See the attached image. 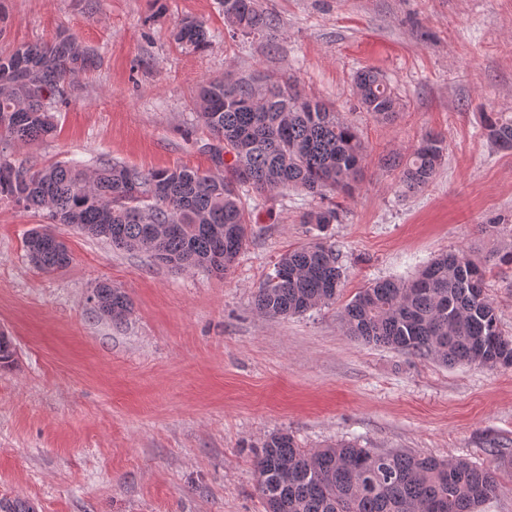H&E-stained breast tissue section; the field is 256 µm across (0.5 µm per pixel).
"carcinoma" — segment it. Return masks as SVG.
<instances>
[{"label": "carcinoma", "instance_id": "carcinoma-1", "mask_svg": "<svg viewBox=\"0 0 512 512\" xmlns=\"http://www.w3.org/2000/svg\"><path fill=\"white\" fill-rule=\"evenodd\" d=\"M230 33L264 35L276 26L256 0L224 6ZM175 40L188 48L208 46L199 23L184 25ZM94 64L60 36L43 45H22L0 55V138L29 142L55 130L48 106L67 77ZM356 95L374 116L392 121L399 103L373 68L356 72ZM205 107L198 118L232 155L230 175L212 176L185 167L141 172L101 156L93 173L55 162L16 165L0 156V201L47 212L67 224L127 251H143L175 269L227 273L246 244L249 222L240 190L263 194L299 188L311 197L349 195L361 175L363 144L353 126L326 103L301 94L295 84L265 76L201 86ZM488 137L512 150V115L482 113ZM445 138L427 133L401 169L404 191L414 193L434 177ZM334 208L307 210L300 223L320 229L338 221ZM48 229L31 230L38 257L51 273L72 261ZM486 269L465 251L445 252L409 280L375 281L340 311L347 335L368 345L431 356L446 365L512 366V337L499 328L485 294ZM343 269L336 250L314 241L280 256L254 296L266 316L302 315L336 303ZM91 299L114 321L131 311L128 296L107 282ZM256 490L265 512H478L500 490L495 470L466 460H438L410 453L381 454L347 442L301 448L288 433H272L255 456Z\"/></svg>", "mask_w": 512, "mask_h": 512}]
</instances>
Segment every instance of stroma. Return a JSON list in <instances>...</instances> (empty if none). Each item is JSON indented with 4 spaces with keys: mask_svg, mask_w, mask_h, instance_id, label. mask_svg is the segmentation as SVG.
Instances as JSON below:
<instances>
[{
    "mask_svg": "<svg viewBox=\"0 0 512 512\" xmlns=\"http://www.w3.org/2000/svg\"><path fill=\"white\" fill-rule=\"evenodd\" d=\"M278 25L230 35L222 0H0V54L58 36L94 52L52 106L53 136L12 142L13 162L96 160L143 172L186 166L220 175L224 144L199 122L201 85L270 73L331 104L366 145L351 196L247 195L252 235L227 274L176 271L148 253L57 224L72 263L45 273L28 232L46 215L0 202V498L36 512H264L253 460L273 432L314 449L353 440L498 469L481 512H512V368L460 364L348 336L340 303L301 316L256 312L254 295L288 250L326 238L344 271L342 301L368 283L410 278L463 250L512 336V152L483 112L512 113V0H259ZM203 23L210 45L173 32ZM381 71L402 107L382 121L358 105L356 71ZM430 131L447 141L433 180L406 194L384 157L409 156ZM334 206L327 229L300 221ZM485 224L497 225L482 233ZM121 288L119 323L94 311L97 281Z\"/></svg>",
    "mask_w": 512,
    "mask_h": 512,
    "instance_id": "35a3bbf8",
    "label": "stroma"
}]
</instances>
